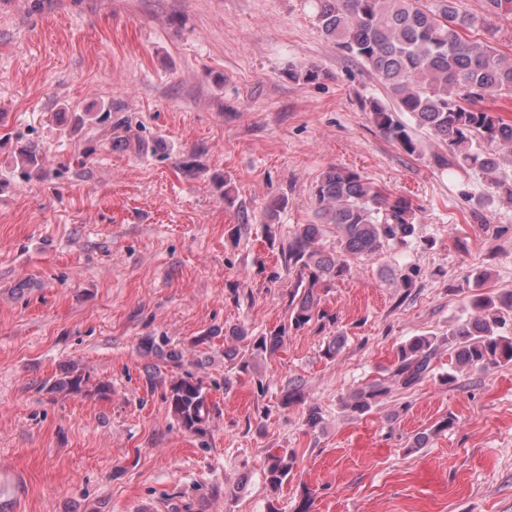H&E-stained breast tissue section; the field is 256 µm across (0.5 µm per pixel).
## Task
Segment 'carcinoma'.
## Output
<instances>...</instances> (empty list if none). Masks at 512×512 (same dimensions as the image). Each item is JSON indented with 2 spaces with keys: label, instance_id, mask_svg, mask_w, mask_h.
I'll use <instances>...</instances> for the list:
<instances>
[{
  "label": "carcinoma",
  "instance_id": "carcinoma-1",
  "mask_svg": "<svg viewBox=\"0 0 512 512\" xmlns=\"http://www.w3.org/2000/svg\"><path fill=\"white\" fill-rule=\"evenodd\" d=\"M512 15V0H482V14L462 7V0H318L317 21L323 34L347 59L366 68L388 101L367 102L382 135L405 153L419 150L416 130L425 131L448 150L436 158L440 167L481 172L487 198L512 203V173L503 171L502 151L512 153V121L495 107L512 95V59L494 43L479 37L493 20ZM295 82L316 83L329 78L317 66L288 71ZM409 114L404 122L397 113ZM316 219L301 224L288 242V267L303 277L290 291L288 323L253 340L243 354L228 352L242 373L255 370L256 359L273 354L288 331L324 318L316 311L317 289L351 270V262L371 260L390 243L409 244L417 236L411 202L375 188L358 172L341 167L325 170L314 190ZM336 230L335 253L315 248L325 225ZM512 291L469 299V314L448 329V336L417 335L401 344L388 373L352 392L345 410L361 415L398 386L409 390L428 378L452 386L466 370L488 372L512 364ZM448 345V371L434 373L438 349ZM73 366L51 389L79 391L87 384ZM180 427L206 435L210 406L202 381L186 370L171 380L164 396ZM296 458L270 455L265 477L277 490L288 480Z\"/></svg>",
  "mask_w": 512,
  "mask_h": 512
}]
</instances>
